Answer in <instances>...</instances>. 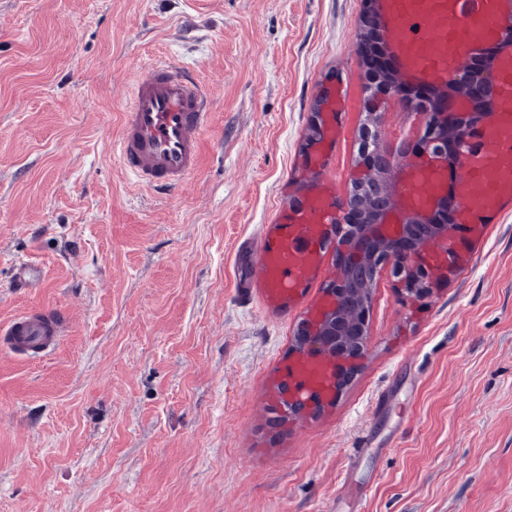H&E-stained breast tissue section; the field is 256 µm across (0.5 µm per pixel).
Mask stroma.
<instances>
[{"mask_svg":"<svg viewBox=\"0 0 512 512\" xmlns=\"http://www.w3.org/2000/svg\"><path fill=\"white\" fill-rule=\"evenodd\" d=\"M364 0H0V324L67 308L57 353L0 350V512H512V197L429 294L389 270L336 405L287 418L274 389L325 256L279 308L257 233L359 176L358 130L419 142L425 117L368 103ZM159 58L210 90L199 167L139 190L117 114ZM337 134L302 154L325 87ZM42 278L15 287L18 265Z\"/></svg>","mask_w":512,"mask_h":512,"instance_id":"stroma-1","label":"stroma"}]
</instances>
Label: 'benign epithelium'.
I'll return each mask as SVG.
<instances>
[{
    "instance_id": "7a95c632",
    "label": "benign epithelium",
    "mask_w": 512,
    "mask_h": 512,
    "mask_svg": "<svg viewBox=\"0 0 512 512\" xmlns=\"http://www.w3.org/2000/svg\"><path fill=\"white\" fill-rule=\"evenodd\" d=\"M386 0H366L360 28V49L373 67L383 70L379 88H370L369 100L398 99L412 112H424L428 121L419 151L453 167L465 154L474 129L493 123L496 114L497 75L492 59L476 68L448 76L444 86L427 83L422 96L401 84L396 73L385 69L387 51L382 41ZM379 114H367L363 135L367 146L357 157V166L366 170L374 184L369 203L351 195L337 204L338 223L321 225V237H337L335 252L340 277L324 290L313 313L303 322L291 354L297 364L322 368L334 366L324 394L288 396V405L320 410L336 402L353 377L354 359L350 351L363 355L368 341L367 313L379 272L390 269L394 277L411 284L418 292L422 284L417 262L419 245L450 241L453 224L461 219L456 202L437 191L423 206L396 200L388 194L387 181L394 178L397 160L410 153L405 144L397 151L381 148L372 141Z\"/></svg>"
}]
</instances>
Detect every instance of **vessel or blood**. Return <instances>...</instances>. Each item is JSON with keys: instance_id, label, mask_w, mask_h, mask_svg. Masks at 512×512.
Masks as SVG:
<instances>
[{"instance_id": "b4317fda", "label": "vessel or blood", "mask_w": 512, "mask_h": 512, "mask_svg": "<svg viewBox=\"0 0 512 512\" xmlns=\"http://www.w3.org/2000/svg\"><path fill=\"white\" fill-rule=\"evenodd\" d=\"M397 31L401 69L445 82L470 58L476 42L496 33L502 0H388ZM504 119L475 134L460 169L448 177L465 201L464 221L482 223L498 191L512 186V64L502 67ZM211 121L210 95L193 72L160 60L134 85L120 114L113 150L135 186L167 193L193 176L200 156L199 134ZM329 204L309 198L302 210H281L272 237L262 241L258 260L263 282L282 295L303 288L311 269L312 228L327 223ZM66 309L28 310L0 326V349L49 358L69 330Z\"/></svg>"}]
</instances>
